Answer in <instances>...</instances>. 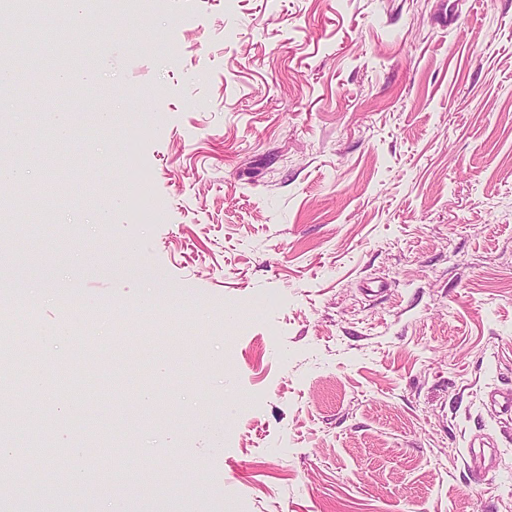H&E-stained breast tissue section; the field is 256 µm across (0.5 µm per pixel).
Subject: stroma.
<instances>
[{"mask_svg":"<svg viewBox=\"0 0 512 512\" xmlns=\"http://www.w3.org/2000/svg\"><path fill=\"white\" fill-rule=\"evenodd\" d=\"M96 14L70 30L93 84L60 86L43 54L37 97L0 95V133L70 113L68 163L91 158L102 190H10L53 202L24 263L0 249L31 292L0 356L40 341L26 415L0 398V446L24 422L59 454L12 470L0 512H512V420L490 403L512 390V0ZM166 319L191 358L140 345ZM79 332L111 364L67 390ZM90 445L108 458L93 486Z\"/></svg>","mask_w":512,"mask_h":512,"instance_id":"35a3bbf8","label":"stroma"}]
</instances>
